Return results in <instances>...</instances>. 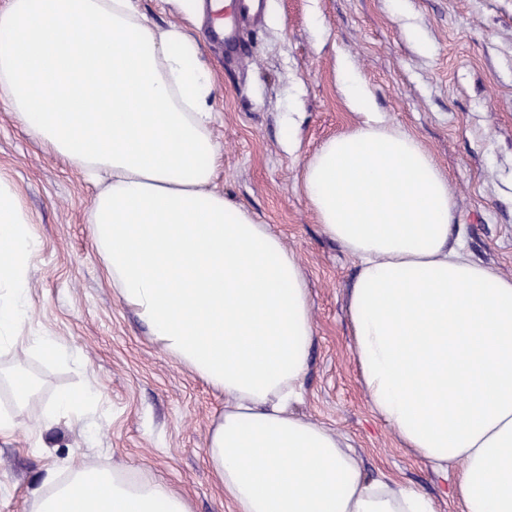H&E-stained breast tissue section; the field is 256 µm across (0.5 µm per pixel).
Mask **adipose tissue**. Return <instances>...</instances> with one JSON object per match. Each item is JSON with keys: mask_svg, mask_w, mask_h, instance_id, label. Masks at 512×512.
<instances>
[{"mask_svg": "<svg viewBox=\"0 0 512 512\" xmlns=\"http://www.w3.org/2000/svg\"><path fill=\"white\" fill-rule=\"evenodd\" d=\"M307 163L324 235L356 261L351 350L374 414L447 476L458 512H512V276L470 259L448 180L414 135L371 110ZM0 102L98 191L93 244L122 303L174 361L224 395L206 444L234 512H436L423 493L368 478L336 432L305 420L315 341L296 253L215 183V86L200 43L135 0H6ZM0 179V350L30 317L39 248ZM92 390L52 397L41 420L82 417ZM33 512H191L188 498L117 468L46 470Z\"/></svg>", "mask_w": 512, "mask_h": 512, "instance_id": "1", "label": "adipose tissue"}]
</instances>
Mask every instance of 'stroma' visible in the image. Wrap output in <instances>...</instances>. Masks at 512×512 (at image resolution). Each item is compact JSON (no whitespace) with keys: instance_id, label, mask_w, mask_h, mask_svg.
Listing matches in <instances>:
<instances>
[{"instance_id":"1","label":"stroma","mask_w":512,"mask_h":512,"mask_svg":"<svg viewBox=\"0 0 512 512\" xmlns=\"http://www.w3.org/2000/svg\"><path fill=\"white\" fill-rule=\"evenodd\" d=\"M161 25L199 38L216 86V184L295 252L311 291L315 343L298 412L344 436L372 478L403 482L457 512L448 482L400 448L371 411L356 378L345 297L355 261L321 231L301 189L303 169L329 138L362 123L337 71L347 60L374 108L417 136L448 178L467 252L512 275V0H268L262 25L236 50L178 0H137ZM420 28L424 55L407 36ZM297 113L296 151L282 141ZM0 178L16 188L40 241L32 260L28 337L51 335L70 354L51 363L21 344L0 369L21 368L40 385L20 427L0 435V512H31L46 469L74 450L86 465L120 467L187 496L192 512H233L206 461L224 396L155 344L104 276L88 214L95 193L19 127L0 103ZM93 388L85 418L40 429L47 399Z\"/></svg>"}]
</instances>
